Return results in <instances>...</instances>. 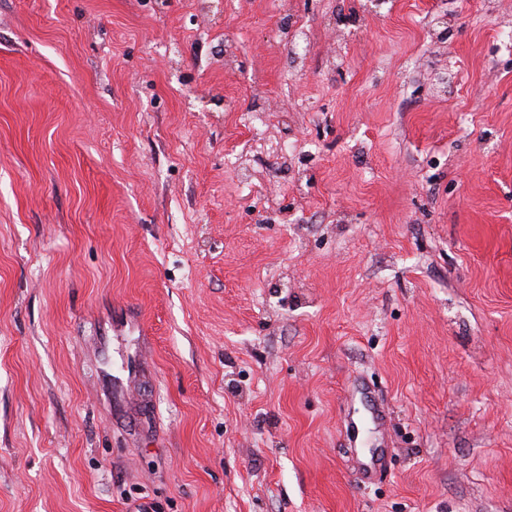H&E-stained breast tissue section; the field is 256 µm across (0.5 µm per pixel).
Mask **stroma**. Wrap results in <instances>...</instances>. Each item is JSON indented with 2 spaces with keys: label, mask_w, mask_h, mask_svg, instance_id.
I'll list each match as a JSON object with an SVG mask.
<instances>
[{
  "label": "stroma",
  "mask_w": 512,
  "mask_h": 512,
  "mask_svg": "<svg viewBox=\"0 0 512 512\" xmlns=\"http://www.w3.org/2000/svg\"><path fill=\"white\" fill-rule=\"evenodd\" d=\"M350 6L0 0V512H512V0Z\"/></svg>",
  "instance_id": "stroma-1"
}]
</instances>
